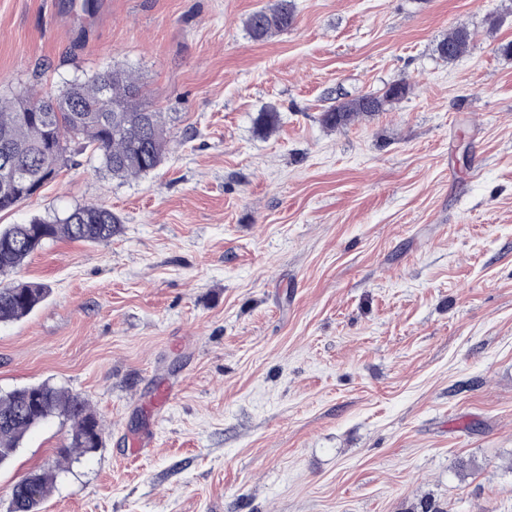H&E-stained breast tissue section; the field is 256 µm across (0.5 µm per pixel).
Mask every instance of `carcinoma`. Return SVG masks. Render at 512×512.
<instances>
[{"label":"carcinoma","instance_id":"1","mask_svg":"<svg viewBox=\"0 0 512 512\" xmlns=\"http://www.w3.org/2000/svg\"><path fill=\"white\" fill-rule=\"evenodd\" d=\"M295 20L290 0L252 12L246 19L251 36L266 40L290 29ZM471 34L464 27L448 31L438 44L439 55L455 61L470 48ZM410 86L390 85L381 95L367 93L342 101L324 111L321 122L330 129L345 128L362 116H372L404 98ZM255 125L269 131L278 112L258 113ZM75 152L90 151L101 169L113 178L143 176L164 161L171 133L163 114L144 101L142 87L132 73L111 65L84 80L68 84L57 94L25 91L0 99V158L12 163L10 179L19 187L3 189L0 173V211H8L53 180L68 162L69 144ZM121 219L98 204L73 208L63 217L34 218L27 224L0 226V274L16 269L32 253L56 239L104 243L120 230ZM44 285L16 281L0 284V324L16 322L47 299ZM72 422L69 444L59 449L65 458L99 447L101 428L87 400L48 383L25 386L0 394V467L11 462L25 435L51 416ZM54 480L51 472L31 474L12 489L11 512H40Z\"/></svg>","mask_w":512,"mask_h":512}]
</instances>
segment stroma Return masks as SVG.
I'll use <instances>...</instances> for the list:
<instances>
[{
	"label": "stroma",
	"instance_id": "35a3bbf8",
	"mask_svg": "<svg viewBox=\"0 0 512 512\" xmlns=\"http://www.w3.org/2000/svg\"><path fill=\"white\" fill-rule=\"evenodd\" d=\"M266 2L0 0V96L119 64L173 134L148 175L78 153L0 213L122 218L0 275L51 290L0 324V393L53 384L102 428L66 464L70 420L30 431L0 512L44 471L41 512H512V0H293L257 41ZM398 81L384 112L322 125ZM294 20V10L290 1L276 0L273 4L252 12L246 19V28L255 40L262 41L288 31ZM471 40L466 28L456 27L448 31V35L438 44L437 51L448 62L455 61L469 51ZM409 92L410 86L406 83H394L382 95L367 93L331 106L322 113L321 122L330 129L345 128L362 116L382 112L386 105L404 98Z\"/></svg>",
	"mask_w": 512,
	"mask_h": 512
}]
</instances>
